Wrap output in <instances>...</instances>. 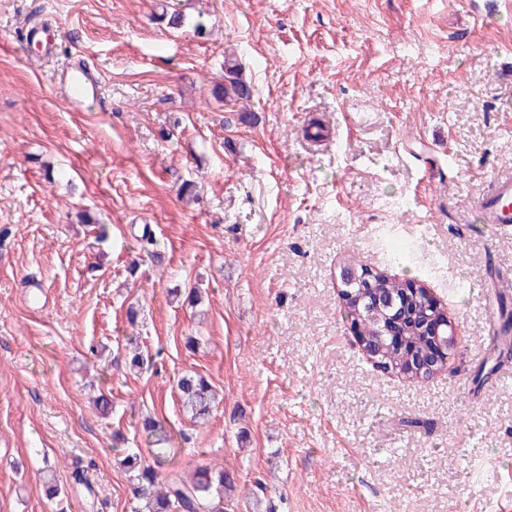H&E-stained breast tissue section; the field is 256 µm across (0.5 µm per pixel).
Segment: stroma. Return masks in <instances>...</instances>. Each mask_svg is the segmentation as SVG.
<instances>
[{"label": "stroma", "instance_id": "1", "mask_svg": "<svg viewBox=\"0 0 512 512\" xmlns=\"http://www.w3.org/2000/svg\"><path fill=\"white\" fill-rule=\"evenodd\" d=\"M46 21L55 54L35 63L24 32ZM228 54L253 87L244 119L214 93ZM78 59L103 98L71 112L52 77ZM508 174L512 10L0 0V512H55L47 463L68 512H132L113 437L151 459L150 415L173 468L223 465L225 512H512V357L489 325L512 235L474 206ZM355 262L446 309L465 333L449 370L367 360L338 295ZM194 287L196 308L175 294ZM132 336L154 357L136 374L112 365ZM193 372L221 397L202 424L177 390Z\"/></svg>", "mask_w": 512, "mask_h": 512}]
</instances>
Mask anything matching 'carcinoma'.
<instances>
[{"instance_id": "cac0c4a2", "label": "carcinoma", "mask_w": 512, "mask_h": 512, "mask_svg": "<svg viewBox=\"0 0 512 512\" xmlns=\"http://www.w3.org/2000/svg\"><path fill=\"white\" fill-rule=\"evenodd\" d=\"M224 105L247 102L253 96L251 82L247 80L242 63L232 55L224 58V88L218 91ZM408 289L407 282L383 273L376 274L375 288L370 299L379 304V310L370 312L366 303L343 306L352 323L359 328L376 358L393 371L401 372L409 362L422 360L434 350L433 337L416 326H409L403 340H394L385 334L384 316L399 295ZM180 401L185 413L196 421L206 420L217 402V393L202 375L185 374L177 383ZM142 430L151 443L156 445L154 462L141 458L139 449H123L122 464L129 474L131 493L143 503L141 512H224V493L233 489V479L224 468L209 465L199 467L193 477L185 481L179 475L162 472L166 463L172 431L164 421L149 417L141 422Z\"/></svg>"}]
</instances>
